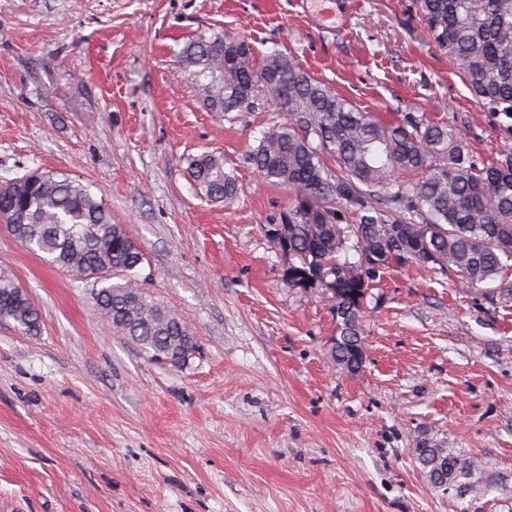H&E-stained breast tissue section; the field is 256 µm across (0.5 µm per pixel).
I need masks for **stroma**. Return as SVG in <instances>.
<instances>
[{
	"mask_svg": "<svg viewBox=\"0 0 512 512\" xmlns=\"http://www.w3.org/2000/svg\"><path fill=\"white\" fill-rule=\"evenodd\" d=\"M215 32L384 119L426 113L486 158L504 145L414 0H353L332 30L297 0H0V184L88 185L199 344L183 365L152 359L89 281L0 225V270L41 316L34 335L0 321V512H512V295L390 269L364 299L362 368L335 365L320 286L289 285L265 232L289 192L246 162L283 111H207L177 62ZM205 151L234 172L233 203L197 195L185 159ZM421 443L466 476L433 487Z\"/></svg>",
	"mask_w": 512,
	"mask_h": 512,
	"instance_id": "obj_1",
	"label": "stroma"
}]
</instances>
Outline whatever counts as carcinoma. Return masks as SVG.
Masks as SVG:
<instances>
[{
  "mask_svg": "<svg viewBox=\"0 0 512 512\" xmlns=\"http://www.w3.org/2000/svg\"><path fill=\"white\" fill-rule=\"evenodd\" d=\"M434 45L484 111L512 140V0H416ZM180 65L211 112H247L262 96L286 112L263 132L248 164L288 189V208L267 229L274 246L298 260L288 284H318L336 321L330 357L353 373L366 357L363 305L369 284L395 265L451 271L467 288L499 282L512 295V147L486 159L460 129L419 112L392 122L314 80L279 52L257 59L243 36L217 32L188 42ZM188 175L210 202L232 200L235 176L224 156L203 152ZM0 222L49 264L91 281L113 330L156 360L184 364L197 342L182 318L141 287L144 254L126 225L89 186L55 172L0 185ZM352 246H347L348 242ZM351 248L358 261H340ZM122 281L114 282L115 274ZM0 321L22 333L40 316L11 275L0 271ZM418 460L441 488L466 475L444 448L420 446Z\"/></svg>",
  "mask_w": 512,
  "mask_h": 512,
  "instance_id": "1",
  "label": "carcinoma"
}]
</instances>
